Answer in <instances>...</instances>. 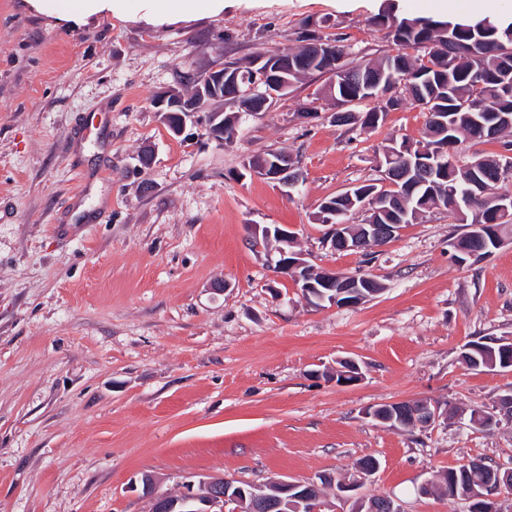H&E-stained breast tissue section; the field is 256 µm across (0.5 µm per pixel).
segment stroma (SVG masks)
<instances>
[{
    "mask_svg": "<svg viewBox=\"0 0 512 512\" xmlns=\"http://www.w3.org/2000/svg\"><path fill=\"white\" fill-rule=\"evenodd\" d=\"M437 19L486 15L483 0H397ZM383 0H237L223 18L148 26L53 24L0 0V512H150L141 479L177 495L206 478L358 480L401 512H466L420 485L473 459L512 460V421L464 417L512 393V369L475 371L468 342H512V239L460 264L446 212L401 228L371 254L338 251L313 215L381 177L390 139L423 136L403 103L373 130L301 108L325 77L296 83L243 118L233 142L172 136L151 98L190 89L217 59L293 48L304 23L370 58L392 53L371 25ZM284 150L291 192L244 175L248 155ZM297 235L314 269L369 275L364 303L308 304L256 253L254 225ZM356 360L358 381L330 374ZM427 399L455 417L413 431L378 424L381 404ZM376 458L372 475L358 463Z\"/></svg>",
    "mask_w": 512,
    "mask_h": 512,
    "instance_id": "35a3bbf8",
    "label": "stroma"
}]
</instances>
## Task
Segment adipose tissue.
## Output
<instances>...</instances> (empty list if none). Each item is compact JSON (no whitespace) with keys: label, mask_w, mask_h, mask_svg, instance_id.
Returning <instances> with one entry per match:
<instances>
[{"label":"adipose tissue","mask_w":512,"mask_h":512,"mask_svg":"<svg viewBox=\"0 0 512 512\" xmlns=\"http://www.w3.org/2000/svg\"><path fill=\"white\" fill-rule=\"evenodd\" d=\"M29 7L55 23L70 27L103 17H127L151 24L217 16L224 0H26Z\"/></svg>","instance_id":"ef3b65f1"}]
</instances>
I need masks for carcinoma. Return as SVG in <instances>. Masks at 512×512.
<instances>
[{
  "instance_id": "1",
  "label": "carcinoma",
  "mask_w": 512,
  "mask_h": 512,
  "mask_svg": "<svg viewBox=\"0 0 512 512\" xmlns=\"http://www.w3.org/2000/svg\"><path fill=\"white\" fill-rule=\"evenodd\" d=\"M370 23L386 30L392 43L401 48L397 54H388L377 60H365L359 52L345 43L341 37L331 38L333 52L326 54L311 47V37L303 30L299 35L300 45L267 51L270 57L285 60L293 66L288 75L291 81H298L306 75L324 76L329 73L331 62L328 57L340 54L344 56L343 66L346 75L335 89L326 92V96L347 104L371 101L374 106L365 112L344 109L348 114L346 121L360 129H374L381 124L388 112L399 107L401 101L408 100L420 106L423 100L432 102L430 110L440 112L447 121L445 125L425 123V135L417 144L424 146L441 144L452 138L455 142L468 143L464 149H457L445 165L429 167L430 178L427 183L413 182L412 205L423 214L430 212L435 205V195L453 188L457 195H473L478 186L487 184L497 189L498 183L507 174L512 173V156H500L501 166L482 167L478 160L494 157L496 153L478 149L487 144L477 139L478 131L472 123V106L482 104L488 114H504L512 117V91L502 88L506 61L512 62V22L486 16L478 20H440L432 17L415 16L401 13L395 0H386L381 11ZM457 40L459 53L453 66L448 60L431 55L430 44H443L448 36ZM410 47L415 55L408 56L402 49ZM428 58L430 66L420 62ZM248 86L224 92V102L230 110L219 115L217 122L223 124L222 132L232 135L237 131L240 115L265 112L271 105H262L252 101L246 95ZM287 153L268 150L246 157L244 167L253 170L271 169L274 163L284 159ZM376 187L374 183H363L355 188L352 196L338 194L327 198L334 205V223L343 225L341 232L346 236L358 229V225L349 223V216L360 211V204L369 198V191ZM452 218L463 223L464 231L449 241L453 256L466 262L471 258L480 259L499 248L496 241L512 232V214L508 219L482 207L478 202L462 209V213L448 211ZM359 287L353 289L349 300L362 301L372 294L383 290L382 285L366 274L357 275ZM497 363L512 362V342L499 340L487 341L483 338L468 343V349L461 353L462 363L469 369H482L490 359ZM408 403H396L379 406L377 413L386 417L395 416L394 428H412L415 426L412 415L403 413ZM489 463L474 459L466 464L450 467L438 475L432 483L430 492L439 493L450 499L460 498L472 485L482 481ZM264 490L255 488L251 483L232 481L229 495L244 498L238 503L242 512H249L253 494H275L274 481L263 484Z\"/></svg>"
}]
</instances>
